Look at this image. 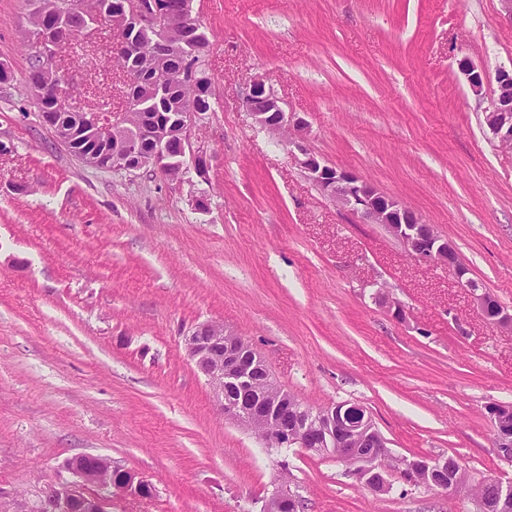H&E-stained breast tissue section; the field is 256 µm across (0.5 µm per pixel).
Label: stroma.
I'll list each match as a JSON object with an SVG mask.
<instances>
[{"instance_id":"obj_1","label":"stroma","mask_w":512,"mask_h":512,"mask_svg":"<svg viewBox=\"0 0 512 512\" xmlns=\"http://www.w3.org/2000/svg\"><path fill=\"white\" fill-rule=\"evenodd\" d=\"M37 0H0V512H29L68 460L108 458L153 486L112 512H263L289 471L305 512H474L470 489L375 494L334 458L279 457L217 409L184 348L223 323L304 406H362L395 456H458L512 483L488 403L512 404V325L448 267L323 195L243 105L262 75L307 144L418 211L512 314V151L458 69L512 68L502 0H193L213 110L208 171L104 172L39 120L26 82ZM106 30L60 44L69 103L124 111ZM400 302L403 317L376 293Z\"/></svg>"}]
</instances>
